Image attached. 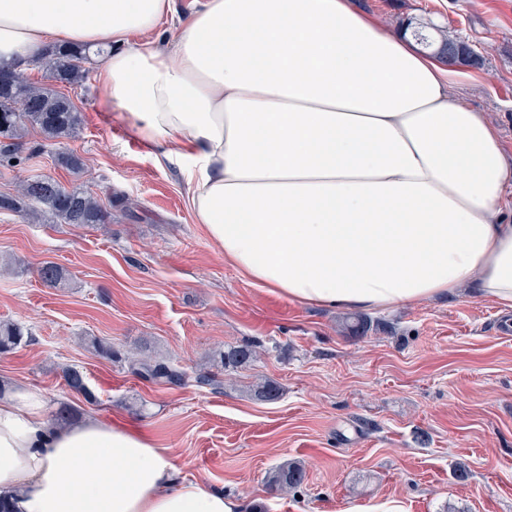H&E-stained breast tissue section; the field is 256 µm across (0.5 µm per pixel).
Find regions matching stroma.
I'll use <instances>...</instances> for the list:
<instances>
[{"mask_svg":"<svg viewBox=\"0 0 512 512\" xmlns=\"http://www.w3.org/2000/svg\"><path fill=\"white\" fill-rule=\"evenodd\" d=\"M392 28L431 23L480 51L455 91L492 120L512 154V0H356ZM84 115L78 138L27 137L33 157L0 166V194L31 174L82 185L109 205L106 228L39 224L0 212V322L31 339L0 354V391L41 390L49 413L121 418L170 448L181 475L242 497L248 512H512V335L493 302L447 296L387 312L302 306L255 287L227 265L189 207L173 143L133 136L96 75L66 89ZM80 155L84 176L58 166ZM67 281L42 284L38 268ZM363 318L368 329L352 334ZM162 358L183 385L148 382L93 343ZM250 342V365L220 353ZM83 371L94 401L61 371ZM270 381L276 401L251 386ZM294 462L304 483L270 490Z\"/></svg>","mask_w":512,"mask_h":512,"instance_id":"stroma-1","label":"stroma"}]
</instances>
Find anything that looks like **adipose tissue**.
<instances>
[{
  "instance_id": "1",
  "label": "adipose tissue",
  "mask_w": 512,
  "mask_h": 512,
  "mask_svg": "<svg viewBox=\"0 0 512 512\" xmlns=\"http://www.w3.org/2000/svg\"><path fill=\"white\" fill-rule=\"evenodd\" d=\"M173 0H0V66L108 43L99 86L134 135L180 149L196 223L254 286L378 310L469 293L512 309V157L454 71L354 0H198L171 45L131 43ZM14 512H242L115 421L60 426L0 398Z\"/></svg>"
}]
</instances>
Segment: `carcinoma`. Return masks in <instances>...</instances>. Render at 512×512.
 I'll use <instances>...</instances> for the list:
<instances>
[{"mask_svg":"<svg viewBox=\"0 0 512 512\" xmlns=\"http://www.w3.org/2000/svg\"><path fill=\"white\" fill-rule=\"evenodd\" d=\"M440 40L448 47L444 61L450 66L479 65L456 52L459 39L442 34ZM90 57V48L84 46L55 45L47 48L37 63L44 66L49 78L62 85L72 86L83 82L86 75L84 64ZM82 125V113L72 100L58 90L38 86L30 82L22 72L0 69V165L9 166L11 161L21 162L25 150L24 133L29 127L39 131L44 140L58 143L76 136ZM57 162L74 174L84 170V160L73 152H60ZM30 214L35 219L52 224H75L93 227L107 223V212L87 192L78 186L66 187L59 181L37 176L20 181L15 194L0 195V211ZM43 283L56 287L66 279L63 268L46 262L38 268ZM29 336L18 324H0V353L16 349ZM257 358L255 345L237 346L223 355V362L246 365ZM131 371L151 381H163L170 385L183 384L186 373L163 360L127 357ZM69 390L86 399H92L85 377L75 367L62 369ZM280 388L273 383L256 387L254 396L260 401L273 402L279 398ZM305 473L302 468L283 464L268 481L271 488L286 491L301 486Z\"/></svg>","mask_w":512,"mask_h":512,"instance_id":"carcinoma-1","label":"carcinoma"}]
</instances>
